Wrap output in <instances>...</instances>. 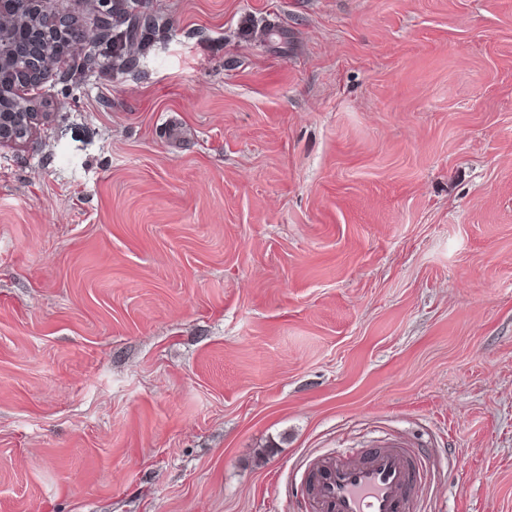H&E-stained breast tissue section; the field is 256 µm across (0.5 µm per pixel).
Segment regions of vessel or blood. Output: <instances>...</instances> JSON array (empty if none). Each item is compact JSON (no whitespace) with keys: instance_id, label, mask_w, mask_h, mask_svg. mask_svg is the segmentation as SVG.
<instances>
[{"instance_id":"1","label":"vessel or blood","mask_w":512,"mask_h":512,"mask_svg":"<svg viewBox=\"0 0 512 512\" xmlns=\"http://www.w3.org/2000/svg\"><path fill=\"white\" fill-rule=\"evenodd\" d=\"M306 468L302 496L311 512H414L420 466L402 438L379 441L362 460L311 458Z\"/></svg>"}]
</instances>
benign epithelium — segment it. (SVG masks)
<instances>
[{
	"instance_id": "obj_1",
	"label": "benign epithelium",
	"mask_w": 512,
	"mask_h": 512,
	"mask_svg": "<svg viewBox=\"0 0 512 512\" xmlns=\"http://www.w3.org/2000/svg\"><path fill=\"white\" fill-rule=\"evenodd\" d=\"M55 0H0V146L27 140L47 117L34 94L65 58L81 50L94 60L95 42Z\"/></svg>"
}]
</instances>
